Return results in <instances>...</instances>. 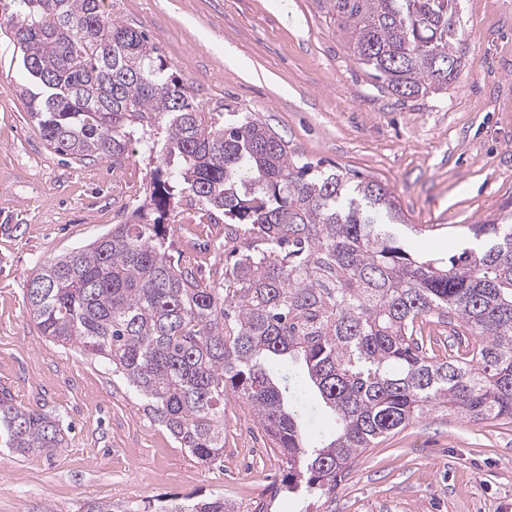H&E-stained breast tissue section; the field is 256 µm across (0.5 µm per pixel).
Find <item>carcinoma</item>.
Wrapping results in <instances>:
<instances>
[{
	"label": "carcinoma",
	"mask_w": 512,
	"mask_h": 512,
	"mask_svg": "<svg viewBox=\"0 0 512 512\" xmlns=\"http://www.w3.org/2000/svg\"><path fill=\"white\" fill-rule=\"evenodd\" d=\"M377 86L403 98L460 73L454 0H319ZM21 53V91L53 149L154 163L151 193L88 245L44 260L27 281L41 334L101 357L180 447L224 458V390L241 394L285 464L280 490L312 503L379 439L430 411L512 421V224H466L446 259L407 250L380 182L328 171L248 115L196 111L144 33L104 0H0V31ZM223 213L224 278L205 280L166 246L171 204ZM448 320L460 346L437 352L421 326ZM275 360L301 361L296 394L332 412L308 442ZM0 443L66 447L60 417L0 392ZM161 512H229L186 497Z\"/></svg>",
	"instance_id": "1"
}]
</instances>
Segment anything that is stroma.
I'll return each mask as SVG.
<instances>
[{
	"instance_id": "35a3bbf8",
	"label": "stroma",
	"mask_w": 512,
	"mask_h": 512,
	"mask_svg": "<svg viewBox=\"0 0 512 512\" xmlns=\"http://www.w3.org/2000/svg\"><path fill=\"white\" fill-rule=\"evenodd\" d=\"M145 32L200 112L263 122L307 161L386 185L403 243L432 258L449 224L512 218V0H457L461 72L447 91L402 99L348 53L317 0H106ZM21 59L0 34V390L60 416L54 455L0 448V512H157L165 500L223 497L230 512H300L271 495L283 463L251 404L224 393V465L198 464L146 414L110 366L42 336L25 288L47 257L123 223L150 195L148 159L78 161L54 152L20 94ZM171 256L219 280L224 224L172 204ZM418 224H434L419 234ZM312 512H512V423L432 412L366 449Z\"/></svg>"
}]
</instances>
